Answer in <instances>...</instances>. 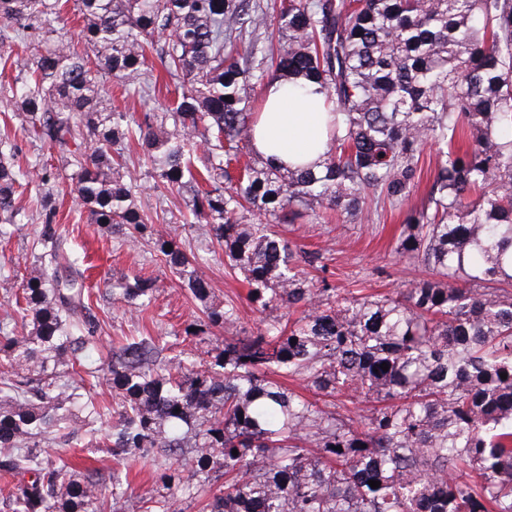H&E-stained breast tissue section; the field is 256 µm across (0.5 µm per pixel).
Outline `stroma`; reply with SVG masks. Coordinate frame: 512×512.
I'll list each match as a JSON object with an SVG mask.
<instances>
[{"label": "stroma", "mask_w": 512, "mask_h": 512, "mask_svg": "<svg viewBox=\"0 0 512 512\" xmlns=\"http://www.w3.org/2000/svg\"><path fill=\"white\" fill-rule=\"evenodd\" d=\"M139 156L136 150L125 154L136 201L162 234L175 237L186 252L199 258L211 287L212 303L238 306L243 325L249 330L261 321L277 318V311L261 313L253 309L248 300V281L229 267L223 249L211 243L199 226L185 224L187 208L182 198L161 194ZM54 192L59 204L57 222L65 227L69 245L84 253L86 286L96 297L93 310L100 329L91 357L93 366H102L112 346L127 337L155 336L181 349L184 329L199 316L201 305L162 266L153 243L131 242L89 223L70 180H61ZM403 219L399 211L384 212L379 221L364 224L349 218L326 223L307 216L294 224L276 225L275 230L306 250L326 252L337 287L370 293L406 287L422 274L416 260L396 252ZM36 231L37 223L31 219L10 239L0 242V315L8 308L6 290L13 287L15 274L34 263L32 241ZM136 275L153 281L155 299L147 311L106 299L108 288Z\"/></svg>", "instance_id": "1"}]
</instances>
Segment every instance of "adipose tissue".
Returning <instances> with one entry per match:
<instances>
[{"instance_id": "ef3b65f1", "label": "adipose tissue", "mask_w": 512, "mask_h": 512, "mask_svg": "<svg viewBox=\"0 0 512 512\" xmlns=\"http://www.w3.org/2000/svg\"><path fill=\"white\" fill-rule=\"evenodd\" d=\"M266 99L253 132L255 151L283 168L321 163L328 142L323 95L311 86L296 92L275 81Z\"/></svg>"}]
</instances>
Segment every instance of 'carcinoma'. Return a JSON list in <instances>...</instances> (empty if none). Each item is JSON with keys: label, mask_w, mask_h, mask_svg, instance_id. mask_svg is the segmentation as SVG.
<instances>
[{"label": "carcinoma", "mask_w": 512, "mask_h": 512, "mask_svg": "<svg viewBox=\"0 0 512 512\" xmlns=\"http://www.w3.org/2000/svg\"><path fill=\"white\" fill-rule=\"evenodd\" d=\"M69 7L78 38L59 31L41 46ZM6 44L0 68L16 77L5 97L24 132L72 158L90 222L153 240L204 304L186 335L230 331L239 311L205 305L198 259L154 229L118 144L140 147L157 187L190 193L189 222L225 246L256 310L288 309L284 323L224 337L200 369L185 351L167 358L152 336L127 339L107 362L116 402L97 401L87 360L100 323L84 258L56 223L60 175L0 134V240L30 220L17 202L25 186L45 189L37 264L0 318L11 512H176L167 498L133 497L126 477L105 481L87 467L75 480L73 457L49 452L99 446V423L110 425L117 464L173 458L156 470L164 489L196 494L187 472L209 486L208 512H512V0H288L274 16L260 0H0ZM275 79L327 95L336 118L325 159L285 170L251 158L233 175L260 112L255 88ZM110 81L127 95H177L170 111L133 120L105 103ZM427 146L433 178L397 246L425 276L406 288L310 284L294 264L325 273L322 253L245 222L373 221L409 204ZM152 293L139 276L120 295L145 311ZM66 356L76 379L61 384ZM284 376L314 398L281 385ZM361 398L372 407L348 408Z\"/></svg>", "instance_id": "cac0c4a2"}]
</instances>
